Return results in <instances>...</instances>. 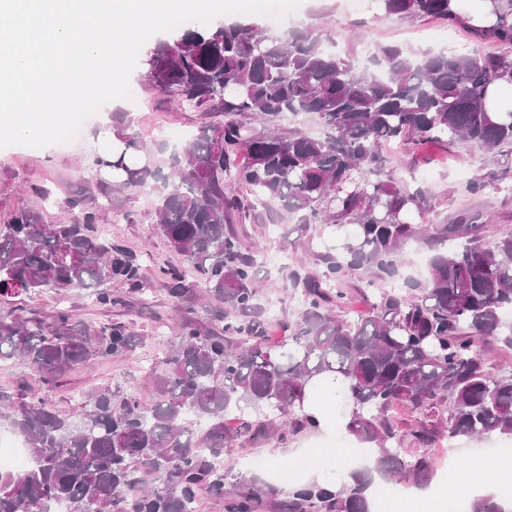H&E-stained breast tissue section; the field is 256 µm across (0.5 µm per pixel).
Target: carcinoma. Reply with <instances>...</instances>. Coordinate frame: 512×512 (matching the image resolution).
<instances>
[{
    "instance_id": "1",
    "label": "carcinoma",
    "mask_w": 512,
    "mask_h": 512,
    "mask_svg": "<svg viewBox=\"0 0 512 512\" xmlns=\"http://www.w3.org/2000/svg\"><path fill=\"white\" fill-rule=\"evenodd\" d=\"M386 15L405 21L443 20L465 26L451 0H377ZM495 21L470 29L500 47L466 52L380 48L374 72L358 70L328 44L333 37L308 28L269 33L232 22L177 31L146 53L149 83L183 106L224 113L185 147L177 179L158 208L159 230L224 309L223 331L194 323L179 327L158 380L159 398L144 405L111 389L92 393L75 413L60 415L41 400L0 396V425L23 436L32 466L0 470V512H195L201 495L224 512H260L279 491L224 470V450L246 441L283 443L315 429L302 412L307 386L336 380L350 404L346 432L375 451L373 469L338 482L288 489L280 512H372L373 474L387 483L427 484L433 462L422 449L442 440H512V372L496 373L482 345L512 349V229L489 235L475 215L468 224L409 219L427 203L388 174L383 147L419 148L458 140L479 144L500 172L512 174V112L486 108L489 89L512 85V0H493ZM314 114L326 133L283 128L285 115ZM124 149L98 156L120 187L161 179L141 159L135 136L117 134ZM245 186L257 202L277 201L305 224L330 235L318 275H286L300 290L302 309L287 335L273 341L260 315L255 265L260 249L231 229L243 209ZM100 214L81 211L64 224L17 210L0 224V295L82 288L103 305L116 302L108 285L141 290L138 269L123 249L90 234ZM430 253L426 280L408 279L399 291L368 299L361 319L338 318L349 293L346 270L395 277L403 247ZM175 299L190 289L166 272ZM137 338L117 322L81 325L67 310L50 320L0 312V361L24 359L54 387L90 356L131 351ZM418 415L405 427L389 412ZM240 414L233 427L226 420ZM406 440L409 447H401ZM161 479L155 489L145 476ZM468 512H512L499 495L463 500Z\"/></svg>"
}]
</instances>
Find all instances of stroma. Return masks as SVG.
<instances>
[{
	"mask_svg": "<svg viewBox=\"0 0 512 512\" xmlns=\"http://www.w3.org/2000/svg\"><path fill=\"white\" fill-rule=\"evenodd\" d=\"M256 21L270 32L312 27L331 34L349 49L359 67L371 52L386 45L414 52L462 49L476 57L497 49L495 43L474 39L467 29L440 20L408 22L384 15L376 0H303L283 21L263 15ZM130 89L131 99L114 101L111 111L88 118L79 140L34 152L25 146L0 149L1 224L21 208L39 212L44 223L57 224L70 218L71 200H80L84 209L102 214L108 240L133 255L142 282L141 291L136 293L112 283V294L120 299L112 306L99 304L84 289L0 297V309L5 311L20 308L44 318L65 308L81 324L98 327L123 322L139 336L133 351L89 357L54 388L43 385L25 362L0 363V394L14 397L23 393L43 400L61 414L75 412L92 392L106 387L152 403L158 396L156 378L163 372L175 342L174 326L189 318L218 331L223 328L222 322L214 319V306L195 272L159 231L156 206L160 185L116 186L109 174L95 168L94 158L110 148V133H130L144 142L150 162L167 174L182 160L183 149L197 130L205 124L223 123L224 115L179 105L170 95L153 88L139 66L130 76ZM384 151L392 177L427 195V203L414 213L413 223L457 224L477 213L491 216L499 228L512 227V179H495L497 167L479 145L465 141L433 143L417 150L409 144H392ZM475 179L485 180L486 188L476 195L466 193L465 185ZM232 225L239 237L261 241L264 247L256 266L257 278L263 285V307L272 313L268 332L279 336L280 322L294 320L301 302L298 291L284 285L287 269L299 267L312 273L323 269L316 257L320 228L283 214L273 201L234 215ZM167 269L178 271L192 285L190 293L180 300H173L168 292L163 276ZM356 445L352 436L339 430L328 435L305 432L283 445L235 447L225 454L224 467L235 474L259 478L274 471L272 484L280 488L307 479L314 449Z\"/></svg>",
	"mask_w": 512,
	"mask_h": 512,
	"instance_id": "stroma-1",
	"label": "stroma"
}]
</instances>
